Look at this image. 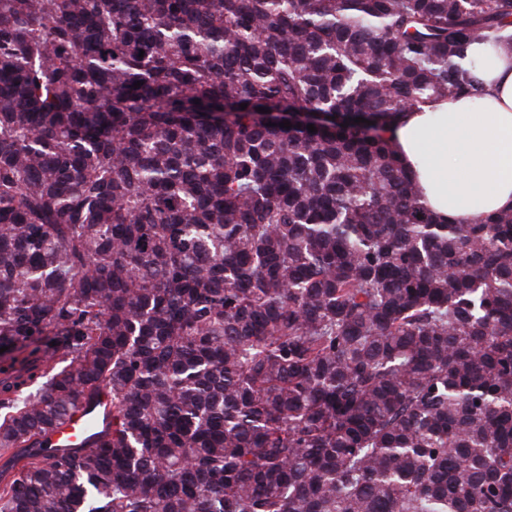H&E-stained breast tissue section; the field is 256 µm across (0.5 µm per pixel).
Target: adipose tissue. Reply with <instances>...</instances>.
Returning a JSON list of instances; mask_svg holds the SVG:
<instances>
[{
	"label": "adipose tissue",
	"mask_w": 512,
	"mask_h": 512,
	"mask_svg": "<svg viewBox=\"0 0 512 512\" xmlns=\"http://www.w3.org/2000/svg\"><path fill=\"white\" fill-rule=\"evenodd\" d=\"M472 60L480 98L431 101L388 132L421 202L454 224L512 209V42L474 46Z\"/></svg>",
	"instance_id": "ef3b65f1"
}]
</instances>
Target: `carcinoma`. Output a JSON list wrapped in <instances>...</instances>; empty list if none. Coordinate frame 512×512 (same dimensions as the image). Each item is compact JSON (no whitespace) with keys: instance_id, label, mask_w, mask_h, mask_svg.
<instances>
[{"instance_id":"obj_1","label":"carcinoma","mask_w":512,"mask_h":512,"mask_svg":"<svg viewBox=\"0 0 512 512\" xmlns=\"http://www.w3.org/2000/svg\"><path fill=\"white\" fill-rule=\"evenodd\" d=\"M503 39L512 0H0V512H512V210L441 223L386 136ZM88 429V411L80 408L47 436V449L62 452L68 448H86L90 443Z\"/></svg>"}]
</instances>
